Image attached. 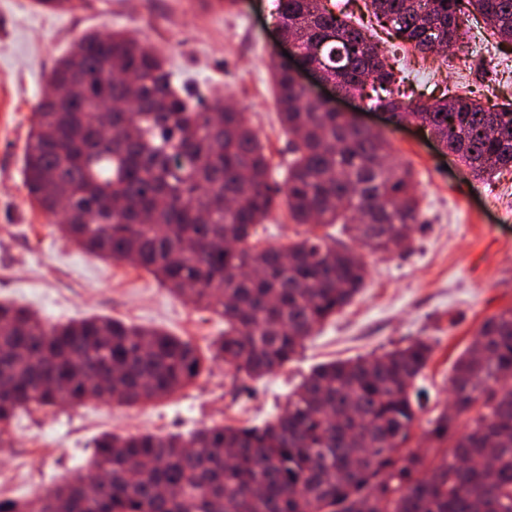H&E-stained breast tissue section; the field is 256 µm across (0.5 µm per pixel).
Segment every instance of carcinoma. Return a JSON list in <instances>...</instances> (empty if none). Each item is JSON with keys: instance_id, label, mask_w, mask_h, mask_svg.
<instances>
[{"instance_id": "1", "label": "carcinoma", "mask_w": 512, "mask_h": 512, "mask_svg": "<svg viewBox=\"0 0 512 512\" xmlns=\"http://www.w3.org/2000/svg\"><path fill=\"white\" fill-rule=\"evenodd\" d=\"M394 50H466L465 12L512 43V0H365ZM276 20L309 62L351 91L371 79L389 121L418 120L481 178L512 167V102L487 108L448 89L405 101L374 35L324 0H277ZM293 155L285 187L245 113L183 96L161 55L119 31L81 35L57 61L26 148L28 194L86 253L152 273L224 320L203 355L190 341L106 316L49 322L0 303V443L17 411L96 395L133 405L170 397L221 361L262 377L362 288L360 254L318 229L334 224L374 254L409 249L423 225L408 170L387 140L310 98L271 67ZM133 77V83L120 80ZM129 109L100 112L109 102ZM284 199L311 229L264 245L257 226ZM432 354L415 339L379 356L315 368L261 426L214 425L184 437H98L85 472L0 512H512V309L486 317L449 379L455 413L422 420ZM428 446L413 448L415 429ZM233 462H224L225 450Z\"/></svg>"}]
</instances>
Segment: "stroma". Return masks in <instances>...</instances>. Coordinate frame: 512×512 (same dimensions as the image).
I'll return each mask as SVG.
<instances>
[{"label":"stroma","mask_w":512,"mask_h":512,"mask_svg":"<svg viewBox=\"0 0 512 512\" xmlns=\"http://www.w3.org/2000/svg\"><path fill=\"white\" fill-rule=\"evenodd\" d=\"M277 0H82L68 11H44L34 0H0V302L65 322L106 315L159 328L209 351L224 323L176 296L141 269L95 258L34 204L24 184L23 158L33 112L56 61L84 32L122 29L159 51L174 84L191 96L234 102L272 160L271 178L284 183L288 136L270 77L286 48L274 28ZM464 26L475 48L443 59L397 54L395 68L418 99L456 84L485 106L512 101V44L488 37L474 15ZM390 143L411 169L423 229L404 254L363 252L366 284L336 317L316 327L296 358L259 379L236 377L218 362L175 395L149 404L20 411L12 441L0 447V499H24L54 488L89 458L102 433L187 434L205 426L260 424L279 414L312 367L379 355L420 338L432 347L424 385L431 404L448 402V377L481 321L512 309V168L476 178L428 133L397 128L360 96L344 102Z\"/></svg>","instance_id":"35a3bbf8"}]
</instances>
